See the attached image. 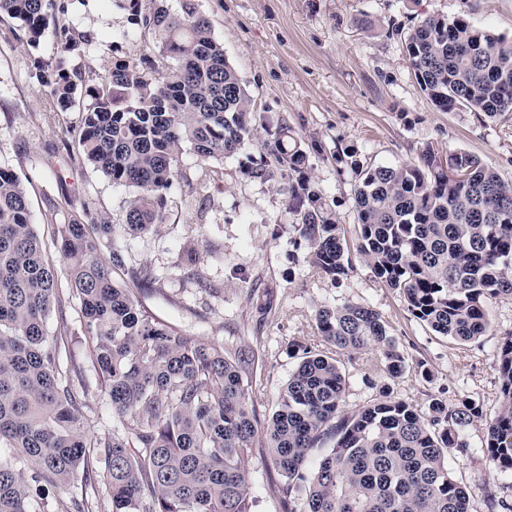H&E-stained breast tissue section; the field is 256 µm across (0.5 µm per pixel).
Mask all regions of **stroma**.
<instances>
[{
    "label": "stroma",
    "mask_w": 512,
    "mask_h": 512,
    "mask_svg": "<svg viewBox=\"0 0 512 512\" xmlns=\"http://www.w3.org/2000/svg\"><path fill=\"white\" fill-rule=\"evenodd\" d=\"M210 21L224 55L245 84L253 103V136L233 155L217 162V176L200 181L192 152L182 155L159 234L128 240L130 265L148 267L156 283L143 302L160 319L190 336H208L250 351L252 376L259 384L257 408L267 419L297 360L288 353L293 339L313 342L318 305L372 306L404 351L409 366L390 380L372 370L375 356L349 363L346 406L358 408L376 397L377 385L417 409L436 398L453 404L467 397L483 410L463 434L468 451H448L455 480L466 487L470 512H489V498L512 503V474L499 472L483 453L485 421L499 407L495 370L501 337L512 333V298L491 301L492 335L459 344L416 321L404 301L373 277L360 256L353 270L334 283L308 263L287 186L254 177L253 169L273 168L266 146L267 121L288 125L309 154L308 174L323 190V202L348 240L357 224L354 174L336 153L354 146L370 165L418 162L425 148L440 156L477 155L512 182V113L490 120L466 109L438 110L421 91L406 57L404 35L429 15L463 18L476 28L512 40V0H194ZM71 20L88 36L87 59L105 74L113 58L137 54L138 42L125 39L128 13L113 0L73 4ZM56 39L45 32L38 47L0 41V164L32 178L35 228L51 243L44 215L66 216L67 200L92 197L112 222L125 220L131 189L118 187L90 165L72 166L65 157L67 130L78 113L50 114L47 92L28 66L30 55L52 60ZM194 266H180L186 251ZM83 378L72 383L89 404L86 428L97 437L119 428L107 399L96 388L97 373L83 341L72 344ZM423 361L429 379L415 368ZM254 512H288L285 480L263 445L247 461Z\"/></svg>",
    "instance_id": "obj_1"
}]
</instances>
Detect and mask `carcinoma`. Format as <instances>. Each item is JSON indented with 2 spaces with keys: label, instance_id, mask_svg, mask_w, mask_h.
I'll use <instances>...</instances> for the list:
<instances>
[{
  "label": "carcinoma",
  "instance_id": "obj_1",
  "mask_svg": "<svg viewBox=\"0 0 512 512\" xmlns=\"http://www.w3.org/2000/svg\"><path fill=\"white\" fill-rule=\"evenodd\" d=\"M143 37L135 57L97 76L85 35L67 20V0H0V19L21 22L35 46L53 28L56 58H30L47 88L49 110L80 109L66 156L112 184L133 189L125 223L114 224L84 199L67 220L46 217L64 267L36 233L29 189L0 165V448H18L23 464L0 457V512H94L88 496L104 464L112 512H252L247 460L257 435L256 392L240 350L189 336L150 313L138 286L153 275L126 262V240L159 232L185 146L204 179L253 135L251 98L224 57V46L194 0L170 11L162 0H115ZM421 91L438 109L465 108L493 119L512 112V41L462 18L426 16L405 36ZM276 170L288 178V207L309 263L336 283L353 269L341 225L323 191L306 175L308 155L288 127L275 124ZM357 151L336 154L358 176L354 188L357 251L375 279L395 291L415 319L465 344L492 335L490 301L512 298V183L481 158H443L428 147L418 164L363 166ZM79 300L74 326L60 318L62 289ZM318 342H288L299 361L264 431L286 478V495L305 512H468V491L448 467V449L469 445L462 429L483 418L464 398L433 400L427 411L391 396L346 408L345 362L373 352L380 371L400 377L406 358L369 305L320 306ZM91 342L98 388L123 431L100 439L85 429L87 401L70 381L73 337ZM501 404L486 421L485 450L512 471V336L496 352Z\"/></svg>",
  "mask_w": 512,
  "mask_h": 512
}]
</instances>
